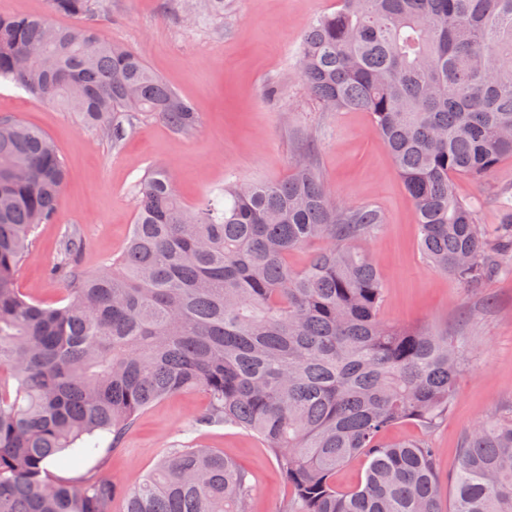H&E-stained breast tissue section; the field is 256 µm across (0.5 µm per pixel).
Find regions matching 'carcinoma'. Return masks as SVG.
Here are the masks:
<instances>
[{
    "label": "carcinoma",
    "mask_w": 512,
    "mask_h": 512,
    "mask_svg": "<svg viewBox=\"0 0 512 512\" xmlns=\"http://www.w3.org/2000/svg\"><path fill=\"white\" fill-rule=\"evenodd\" d=\"M44 16L0 15V80L125 136L120 116L150 112L182 132L198 114L137 52L105 39L97 0H49ZM295 66L325 112L369 113L411 197L428 266L478 286L512 253V207L494 250L458 177L481 182L512 155V0H338L303 32ZM67 170L50 139L0 117V512H252L234 460L175 448L134 487L95 473L55 481L47 464L89 440L116 448L137 414L191 389L194 424L256 435L288 483L281 512H443L437 449L388 442L405 421L448 416L478 348L380 316L384 274L354 242L384 223L336 202L313 155L284 180L224 185L189 210L175 175L140 179L125 249L98 272L64 236L51 278L63 304L24 295L18 267L56 216ZM325 246L300 269L288 254ZM366 458L336 491V470ZM453 512H512V414L465 435ZM366 466L363 458H355L347 462L336 471L333 477L336 489L343 492L353 489L364 477Z\"/></svg>",
    "instance_id": "carcinoma-1"
}]
</instances>
